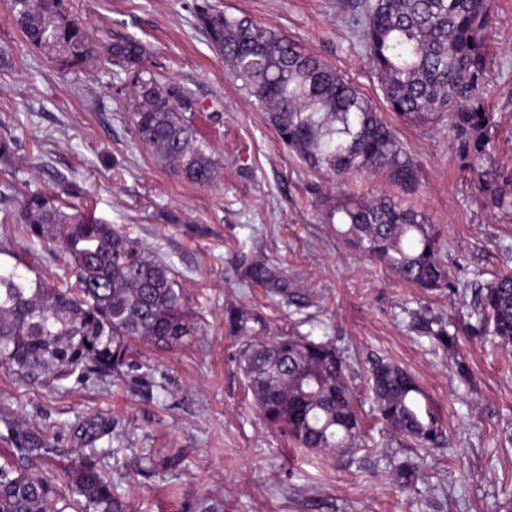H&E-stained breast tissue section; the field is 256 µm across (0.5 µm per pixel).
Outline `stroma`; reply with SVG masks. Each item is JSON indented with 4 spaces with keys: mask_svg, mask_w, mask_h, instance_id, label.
I'll list each match as a JSON object with an SVG mask.
<instances>
[{
    "mask_svg": "<svg viewBox=\"0 0 512 512\" xmlns=\"http://www.w3.org/2000/svg\"><path fill=\"white\" fill-rule=\"evenodd\" d=\"M200 0H69L97 54L78 73L58 69L26 44L0 0V137L14 141L0 164V249L60 286L74 276L62 250H48L20 225L30 190L62 193L136 238L181 283L200 332L179 348L136 343V369L84 386H25L0 371V421L47 430L73 465L85 426L110 424L118 450L110 476L133 512H188L208 499L219 512H512V347L474 335L468 315L479 287L512 268V212L486 207L448 150V124L403 123L382 97L354 22L363 0H210L284 33L350 78L395 129L419 164L421 186L400 194L384 177L358 179L364 193L400 196L442 234L453 283L433 293L372 265L324 223L311 171L278 140L265 110L225 72L194 26ZM497 16L489 53L488 100L500 161L512 168V0H491ZM133 36L147 67L192 89L195 124L211 143L219 178L202 187L171 173L136 140L125 108L128 79L106 61L109 42ZM279 267L296 293L274 301L244 285L241 264ZM230 306L261 312L271 335L336 346L364 419L361 444L345 456L315 453L261 422L239 367L240 343L224 331ZM418 314L450 321L470 376L416 330ZM413 372L445 429L443 447L423 450L378 423L366 383L372 362ZM425 479L404 490L394 460Z\"/></svg>",
    "mask_w": 512,
    "mask_h": 512,
    "instance_id": "35a3bbf8",
    "label": "stroma"
}]
</instances>
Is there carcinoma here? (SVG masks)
Instances as JSON below:
<instances>
[{"label":"carcinoma","instance_id":"carcinoma-1","mask_svg":"<svg viewBox=\"0 0 512 512\" xmlns=\"http://www.w3.org/2000/svg\"><path fill=\"white\" fill-rule=\"evenodd\" d=\"M11 13L24 39L59 69L75 73L95 62L86 29L66 0H25ZM194 20L230 78L264 107L279 141L336 190H314L325 223L337 225L348 245L400 280L425 292L449 287L441 233L425 212L348 187L362 174L384 175L407 194L419 185L417 162L373 101L336 67L246 15L202 6ZM494 25L490 0H364L356 32L389 109L407 123L448 121L455 159L483 202L512 210V170L499 161L495 115L486 104ZM147 54L135 38L108 47V63L130 82L126 108L135 135L161 165L209 186L217 166L198 137L199 101L184 84L160 81L145 67ZM20 221L31 239L60 244L76 280L53 288L19 261L0 263V369L18 381L85 385L133 367L135 341L173 349L197 332L171 267L121 228L67 212L41 191L26 194ZM244 281L266 286L285 305L293 302L288 277L271 265L247 268ZM473 316L479 333L512 345L511 271L480 288ZM418 327L455 350L447 324L424 318ZM224 329L243 340L239 366L266 426L318 453L345 455L359 445L362 419L349 365L335 346L307 336L268 338L265 318L240 307L224 310ZM367 383L387 428L421 448L441 444L440 420L412 373L379 360ZM5 427L26 469L0 465V512H131L107 472L112 450L74 448L79 463L57 472L48 460L66 449L55 439L9 420ZM392 477L410 486L418 472L406 460L394 465Z\"/></svg>","mask_w":512,"mask_h":512}]
</instances>
